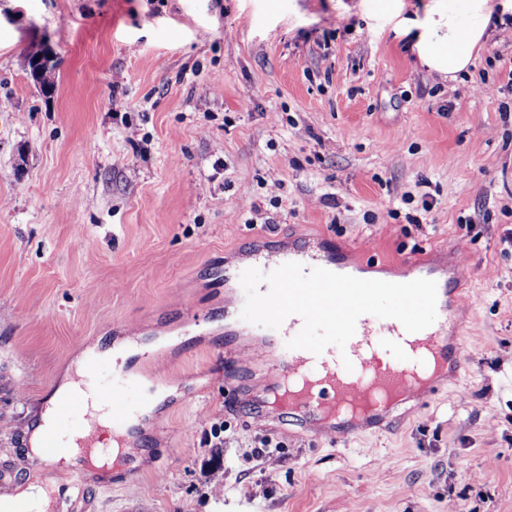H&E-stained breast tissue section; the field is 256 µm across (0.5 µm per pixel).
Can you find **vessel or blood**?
Masks as SVG:
<instances>
[{
	"label": "vessel or blood",
	"instance_id": "b4317fda",
	"mask_svg": "<svg viewBox=\"0 0 512 512\" xmlns=\"http://www.w3.org/2000/svg\"><path fill=\"white\" fill-rule=\"evenodd\" d=\"M288 262L299 263L307 271L321 267L360 279L367 278L370 271L367 265L351 263L347 255L324 241L292 243L273 255L256 250L237 264L235 270L240 273L256 268L267 274ZM420 278L437 284L438 322L409 334L398 320L366 314L358 319L355 334L345 349L330 346L316 355L304 349L288 348V341L303 326L299 316H291L279 329L264 331L278 351L275 372L265 387L258 392H244L229 378L225 385L230 397L241 394L255 409L263 410L272 405L279 412L296 417L301 425L322 426L329 408L363 401L368 404V420L392 414L393 409L384 404V397L393 393L411 397L418 393L409 375L413 367L441 363L448 368V379H459L466 368L465 355L460 342L449 338L445 322L454 308L456 291L449 288L447 274L438 267L410 266L406 281ZM380 348L391 353V364L384 366L375 359L374 352ZM59 412L79 419L83 429L90 431L97 426L81 399L62 402ZM133 414L128 386L113 388L109 412L113 433L126 437Z\"/></svg>",
	"mask_w": 512,
	"mask_h": 512
}]
</instances>
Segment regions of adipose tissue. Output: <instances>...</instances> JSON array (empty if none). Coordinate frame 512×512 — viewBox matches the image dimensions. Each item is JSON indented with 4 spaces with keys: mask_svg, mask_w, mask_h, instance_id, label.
Wrapping results in <instances>:
<instances>
[{
    "mask_svg": "<svg viewBox=\"0 0 512 512\" xmlns=\"http://www.w3.org/2000/svg\"><path fill=\"white\" fill-rule=\"evenodd\" d=\"M383 6L398 17L403 29L413 32L412 49L421 64L453 81L473 67V51L482 43L489 26L512 13V0H434L422 15L413 18L404 17L402 0H384ZM81 393L88 395L96 409H104V401L97 388L85 381L84 365L79 362L65 375L30 430L32 454L42 455V440L55 428L59 403Z\"/></svg>",
    "mask_w": 512,
    "mask_h": 512,
    "instance_id": "obj_1",
    "label": "adipose tissue"
}]
</instances>
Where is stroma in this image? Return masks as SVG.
Returning a JSON list of instances; mask_svg holds the SVG:
<instances>
[{"mask_svg":"<svg viewBox=\"0 0 512 512\" xmlns=\"http://www.w3.org/2000/svg\"><path fill=\"white\" fill-rule=\"evenodd\" d=\"M407 43L378 0H0L1 489L40 468L82 483L71 512H512V24L455 81ZM302 236L393 272L455 252L461 381L345 443L228 403V263ZM131 333L123 371L169 390L132 453L106 479L29 460L65 374ZM36 61L37 64L42 65L44 63H48L47 67H43L42 69H38L35 65V55H28L24 60V69L28 71L31 79L35 82V85L39 87L40 91L43 93L51 92L54 87V82L52 80V70L53 65H50V57L47 54L41 53L37 54Z\"/></svg>","mask_w":512,"mask_h":512,"instance_id":"obj_1","label":"stroma"}]
</instances>
